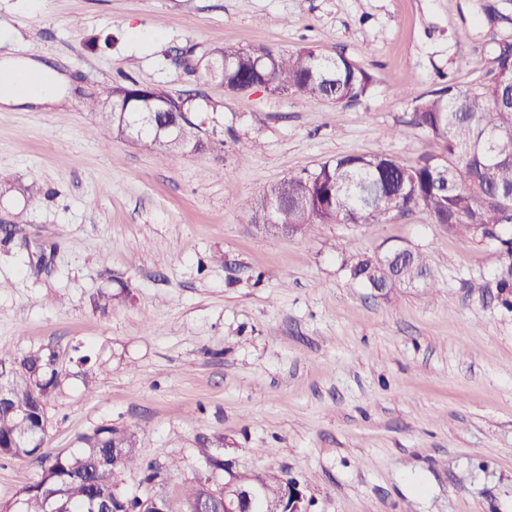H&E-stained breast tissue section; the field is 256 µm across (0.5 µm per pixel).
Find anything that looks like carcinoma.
<instances>
[{"label": "carcinoma", "instance_id": "obj_1", "mask_svg": "<svg viewBox=\"0 0 512 512\" xmlns=\"http://www.w3.org/2000/svg\"><path fill=\"white\" fill-rule=\"evenodd\" d=\"M210 61L206 76L230 90L258 81L271 93L297 92L347 105L372 86L369 72L351 59L322 57L310 49L284 54L225 47L212 50ZM138 92L136 83L119 85L112 89L111 104H85L98 115L97 137L145 138L183 155L204 148L195 132L173 145L156 126L142 123L141 113L155 111L169 93L157 89L136 99L134 112L129 96ZM413 102L411 124L438 141L441 153H425L412 165L383 154L338 156L312 174L288 179V206L274 214L273 223L294 224L303 236L318 224H381L393 212L422 210L431 223L467 242L480 237L494 242L500 255L496 287L512 289V215L505 210L512 206V42L498 44L493 68L478 86L463 90L449 80ZM346 269L367 288L382 287L399 274L396 265L372 254ZM408 269L428 275L426 257L411 252ZM57 360L50 350L0 355V384L8 390L0 402V457L41 462L39 478L18 492L19 512H46L51 497L60 512H91V502L113 498L121 474L134 468L144 469L148 484L159 480L161 468L143 466L134 435L110 426L95 429L78 454L49 451L47 404L58 385ZM18 405L27 408V417L17 416ZM199 453L208 476L184 485L179 498L186 509L204 492L209 477L224 471L223 456L209 448Z\"/></svg>", "mask_w": 512, "mask_h": 512}]
</instances>
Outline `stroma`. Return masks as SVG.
Listing matches in <instances>:
<instances>
[{
	"instance_id": "obj_1",
	"label": "stroma",
	"mask_w": 512,
	"mask_h": 512,
	"mask_svg": "<svg viewBox=\"0 0 512 512\" xmlns=\"http://www.w3.org/2000/svg\"><path fill=\"white\" fill-rule=\"evenodd\" d=\"M489 6L503 21L488 24ZM0 27L1 61L45 64L66 91L60 105L0 104V181L25 186L0 193L14 228L0 242V353L56 352L48 448L129 432L143 464L177 462L173 494L219 441L232 472L299 480L309 512H512L496 246L420 210L293 238L249 222L259 195L335 157L411 165L437 151L400 90L481 83L512 41V0H0ZM217 47L341 54L372 88L343 107L231 92L180 61ZM132 82L196 96L204 149L96 141L83 102ZM398 245L427 256L429 287L379 295L345 268ZM40 472L0 458V503Z\"/></svg>"
}]
</instances>
